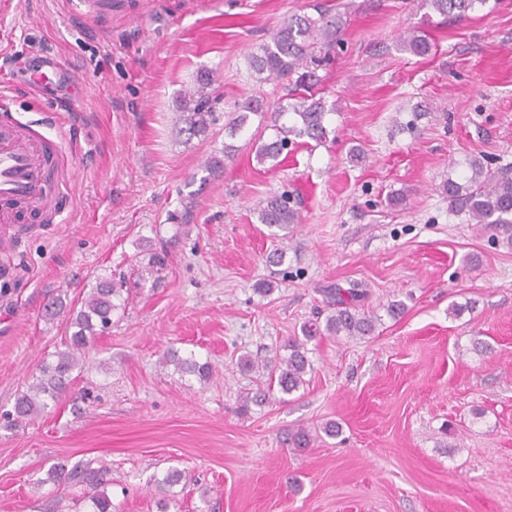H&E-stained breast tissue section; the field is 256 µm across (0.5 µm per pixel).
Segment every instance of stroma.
Wrapping results in <instances>:
<instances>
[{
	"instance_id": "35a3bbf8",
	"label": "stroma",
	"mask_w": 512,
	"mask_h": 512,
	"mask_svg": "<svg viewBox=\"0 0 512 512\" xmlns=\"http://www.w3.org/2000/svg\"><path fill=\"white\" fill-rule=\"evenodd\" d=\"M317 3L345 23L317 69L326 140L261 163L272 131L253 116L184 143L175 100L196 72L219 73L220 111L277 100L285 81L256 83L247 54ZM410 28L428 56L404 50ZM51 60L70 75L54 122L26 93ZM0 96L75 158L63 223L14 227L0 252V414L64 350L97 279L123 297L58 402L20 426L0 418V512H71L90 489L47 483L54 465L107 468L112 512H512V245L440 189L468 159L512 164V0L451 21L422 0H124L107 27L78 0H11ZM283 191L301 221L281 240L256 209ZM187 202L192 221L171 223ZM337 288L360 293L372 335L308 342L288 395L242 370L324 325ZM169 351L212 376L162 365ZM329 421L338 436L295 447L298 428ZM173 469L181 482L159 492Z\"/></svg>"
}]
</instances>
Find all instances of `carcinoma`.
I'll return each mask as SVG.
<instances>
[{
    "instance_id": "obj_1",
    "label": "carcinoma",
    "mask_w": 512,
    "mask_h": 512,
    "mask_svg": "<svg viewBox=\"0 0 512 512\" xmlns=\"http://www.w3.org/2000/svg\"><path fill=\"white\" fill-rule=\"evenodd\" d=\"M487 0H424L433 11L443 18H460L483 5ZM343 22L336 18L326 17L323 11L318 16H295L273 30L269 39L248 54L249 68L256 81L265 84L284 80L295 76L294 89L288 92L293 102L285 105L277 100L273 103L262 97L250 98L243 103L234 105L229 111L230 118L225 123L230 137H235L244 129L252 115L265 118V113L274 112L275 136L261 143L256 150L260 162L267 160L282 162V155L288 152L289 146L297 140L308 138L320 142L328 135L325 125V101L312 93L318 83L315 70L308 69V64L321 62L318 54L329 53L343 45L341 29ZM403 48L424 56L430 51V44L418 30L408 31L402 40ZM215 75L209 69L200 71L194 80L193 89L180 97L177 103L178 133L185 137V143L195 138L206 136L212 125L217 121V104L215 96ZM233 157V147L224 146L222 155H213L204 164L208 177H217L224 171L226 160ZM470 175L460 183L448 179L443 183V191L453 208L464 210L475 224H491L508 235L512 241V167H500L495 171L486 169L480 160L469 163ZM258 221L268 228L288 232L290 226L300 222V213L291 202V197L283 193H273L259 205ZM112 279L102 278L90 289L88 296L81 304L71 325L76 327L66 342V348L57 353L54 364L41 368L42 377L30 385L15 400L12 417L17 422L31 420L48 406L47 400H57L67 389L70 375L78 365L81 355L89 344L91 336L97 331L106 329L112 322V310L116 304L114 298L119 296ZM357 296L342 289L334 291V312L326 321V331L331 335L367 336L373 332L375 324L372 318L360 314L356 310ZM318 329L310 326L304 328V339L294 338L288 341V356L268 360L261 365L267 372L270 385L278 387L283 394H290L304 383V376L310 369L306 344L317 336ZM175 363L181 369L198 373L202 379L213 374L211 364L197 363L192 358H177L175 354L162 357V363ZM82 476L94 488L89 496L92 512H112V501L101 490L103 476L93 469L82 471Z\"/></svg>"
}]
</instances>
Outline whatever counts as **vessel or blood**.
<instances>
[{
  "instance_id": "vessel-or-blood-1",
  "label": "vessel or blood",
  "mask_w": 512,
  "mask_h": 512,
  "mask_svg": "<svg viewBox=\"0 0 512 512\" xmlns=\"http://www.w3.org/2000/svg\"><path fill=\"white\" fill-rule=\"evenodd\" d=\"M66 155L62 141L46 139L33 125L13 118L9 103L0 104V224L63 215L48 172Z\"/></svg>"
}]
</instances>
